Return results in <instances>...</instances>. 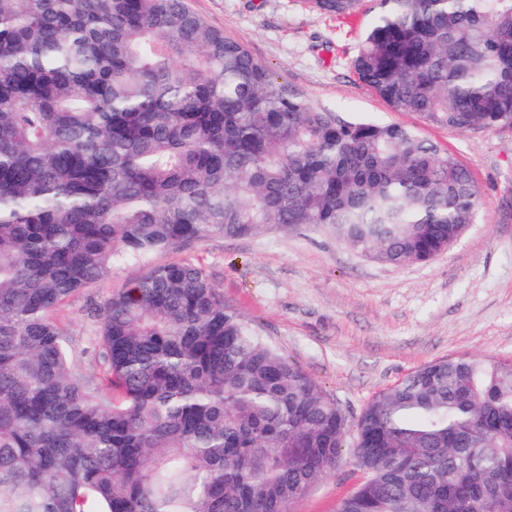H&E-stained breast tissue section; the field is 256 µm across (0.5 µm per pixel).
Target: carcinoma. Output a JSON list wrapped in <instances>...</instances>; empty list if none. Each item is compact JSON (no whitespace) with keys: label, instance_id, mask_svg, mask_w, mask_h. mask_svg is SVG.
Segmentation results:
<instances>
[{"label":"carcinoma","instance_id":"1","mask_svg":"<svg viewBox=\"0 0 512 512\" xmlns=\"http://www.w3.org/2000/svg\"><path fill=\"white\" fill-rule=\"evenodd\" d=\"M345 15L359 0H305ZM352 67L398 112L512 127V0H375ZM458 161L313 108L186 0H0V512H289L355 435L336 512H512V362L456 356L355 420L191 262L55 308L213 234L324 230L427 262L474 222ZM147 267L138 262H127L112 268V274L87 289L54 312V318L73 338L77 353L92 347V326L87 320L86 309L91 304H101L110 294L124 288L125 284L143 275Z\"/></svg>","mask_w":512,"mask_h":512}]
</instances>
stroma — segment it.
Wrapping results in <instances>:
<instances>
[{
	"label": "stroma",
	"instance_id": "35a3bbf8",
	"mask_svg": "<svg viewBox=\"0 0 512 512\" xmlns=\"http://www.w3.org/2000/svg\"><path fill=\"white\" fill-rule=\"evenodd\" d=\"M190 9L317 109L414 129L468 169L481 206L474 224L425 263L385 265L324 232L216 234L157 254L154 264L203 267L226 300L289 361L357 417L379 392L417 367L454 356L512 360V130L458 132L379 98L351 67L374 16L360 0L348 18L304 0H188ZM128 262L58 308L54 317L82 361L92 326L86 310L145 273ZM363 474L342 460L292 512H335Z\"/></svg>",
	"mask_w": 512,
	"mask_h": 512
}]
</instances>
